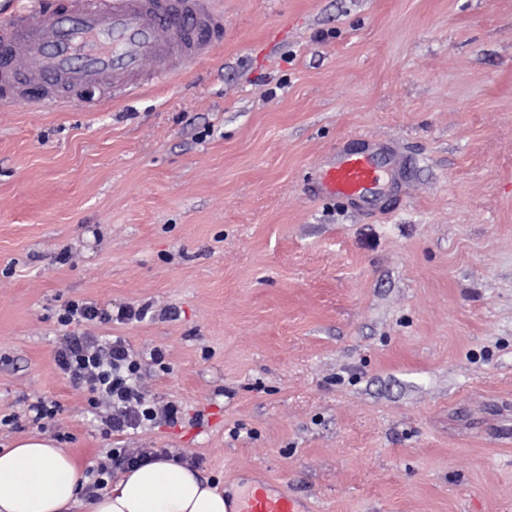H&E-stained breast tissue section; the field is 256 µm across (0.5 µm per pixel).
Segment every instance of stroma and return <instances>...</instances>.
I'll return each mask as SVG.
<instances>
[{
	"mask_svg": "<svg viewBox=\"0 0 512 512\" xmlns=\"http://www.w3.org/2000/svg\"><path fill=\"white\" fill-rule=\"evenodd\" d=\"M214 6L167 82L0 103V448L42 397L87 470L166 448L313 512H512V0ZM371 143L407 171L383 213L316 192ZM71 301L148 306L87 329L182 424L100 434L55 363Z\"/></svg>",
	"mask_w": 512,
	"mask_h": 512,
	"instance_id": "1",
	"label": "stroma"
}]
</instances>
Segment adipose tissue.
<instances>
[{"label": "adipose tissue", "mask_w": 512, "mask_h": 512, "mask_svg": "<svg viewBox=\"0 0 512 512\" xmlns=\"http://www.w3.org/2000/svg\"><path fill=\"white\" fill-rule=\"evenodd\" d=\"M88 479L67 449L32 435L0 450V512H227L223 493L179 458L124 471L94 497L81 495Z\"/></svg>", "instance_id": "adipose-tissue-1"}]
</instances>
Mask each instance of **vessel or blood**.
<instances>
[{"instance_id": "vessel-or-blood-1", "label": "vessel or blood", "mask_w": 512, "mask_h": 512, "mask_svg": "<svg viewBox=\"0 0 512 512\" xmlns=\"http://www.w3.org/2000/svg\"><path fill=\"white\" fill-rule=\"evenodd\" d=\"M5 16L0 49L19 64L0 67V99L17 105L28 104V83L43 85L45 104L90 85L135 94L144 76L163 82L192 68L224 34V16L211 0H11ZM386 185L369 148L340 153L318 190L370 209L382 202ZM231 512L306 510L287 490L261 484L238 495Z\"/></svg>"}]
</instances>
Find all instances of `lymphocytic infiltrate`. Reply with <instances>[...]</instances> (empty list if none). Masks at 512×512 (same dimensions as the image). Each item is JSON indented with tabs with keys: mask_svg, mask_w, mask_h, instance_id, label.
I'll return each instance as SVG.
<instances>
[{
	"mask_svg": "<svg viewBox=\"0 0 512 512\" xmlns=\"http://www.w3.org/2000/svg\"><path fill=\"white\" fill-rule=\"evenodd\" d=\"M147 307H119L117 311L98 308L89 302H68L59 322L65 332L55 352L59 370L76 387L89 393L92 407H105L99 422L105 435H121L143 427L173 425L181 418L174 403L157 405L148 399L141 384V364L123 338L102 339L84 330L94 321H117L127 324L143 320ZM167 449L112 448L106 462L95 474V487H103L113 468H130L146 460L167 456Z\"/></svg>",
	"mask_w": 512,
	"mask_h": 512,
	"instance_id": "f902f5d3",
	"label": "lymphocytic infiltrate"
}]
</instances>
